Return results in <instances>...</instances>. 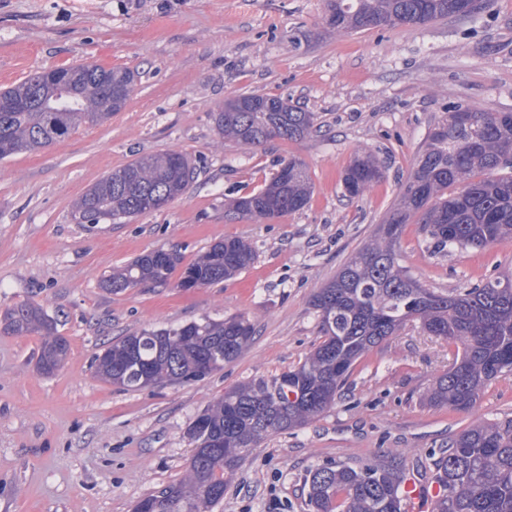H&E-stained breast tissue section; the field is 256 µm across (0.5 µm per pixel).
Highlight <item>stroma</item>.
<instances>
[{"mask_svg":"<svg viewBox=\"0 0 512 512\" xmlns=\"http://www.w3.org/2000/svg\"><path fill=\"white\" fill-rule=\"evenodd\" d=\"M326 15V0H0V76L10 83L85 62L138 74L109 122L0 161V316L41 305L69 345L45 375L42 336L0 333V512H132L184 479L186 429L199 412L227 389L299 366L319 345L313 295L374 240L445 108L512 111V0L472 18L358 33L331 30ZM238 94L288 99L315 113L318 130L256 148L219 138L211 114ZM169 151L197 163L183 196L120 224L73 221L74 202L102 175ZM362 152L385 176L352 198L342 175ZM288 156L307 166L308 205L272 221L232 218L228 203L262 188ZM231 237L256 260L223 283L100 286L143 252L172 249L189 264ZM399 252L441 294L512 272V240L444 250L413 222ZM205 316L245 317L254 335L202 380L127 391L91 367L122 336ZM456 351L408 324L355 363L327 411L262 440L209 512H311L305 480L320 464L429 474L431 452L451 438L512 417V375L488 384L469 411L429 403Z\"/></svg>","mask_w":512,"mask_h":512,"instance_id":"obj_1","label":"stroma"}]
</instances>
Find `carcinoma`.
I'll return each mask as SVG.
<instances>
[{
  "mask_svg": "<svg viewBox=\"0 0 512 512\" xmlns=\"http://www.w3.org/2000/svg\"><path fill=\"white\" fill-rule=\"evenodd\" d=\"M474 0H328L327 25L357 32L424 25L447 16H471ZM79 84L64 91L44 71L0 90V160L44 149L82 124H98L125 107L134 85L128 68L97 64L70 68ZM217 134L244 146L301 140L317 131L315 115L279 96L238 95L212 113ZM195 166L181 152L138 157L93 183L75 201L79 224H112L165 208L191 185ZM383 175L371 155L356 157L343 185L351 197ZM312 186L305 163L280 160L264 188L240 197L229 212L240 220H274L304 209ZM442 249L482 248L512 238V112L452 106L432 128L416 168L378 237L358 251L313 297L323 342L299 366L224 391L188 425L193 446L184 481L151 493L159 512H202L223 499L224 473L232 472L264 438L305 425L326 411L352 366L371 348L417 321L430 336L457 345V356L438 376L429 401L470 410L493 380L512 374V276L455 294L424 287L400 264L399 238L411 219ZM256 259L245 242L226 238L187 265L180 288L224 282ZM176 250L139 255L101 280L113 293L144 283L164 285L181 265ZM0 329L44 337L38 367L45 374L66 359L68 343L36 304L0 318ZM254 334L243 316L208 317L176 327L144 329L117 340L93 359L95 374L126 390L200 380L235 360ZM222 448L224 458L198 452ZM439 494L432 512H512V418L462 431L432 457ZM313 512H403V479L393 468L368 463L318 465L306 479Z\"/></svg>",
  "mask_w": 512,
  "mask_h": 512,
  "instance_id": "1",
  "label": "carcinoma"
}]
</instances>
